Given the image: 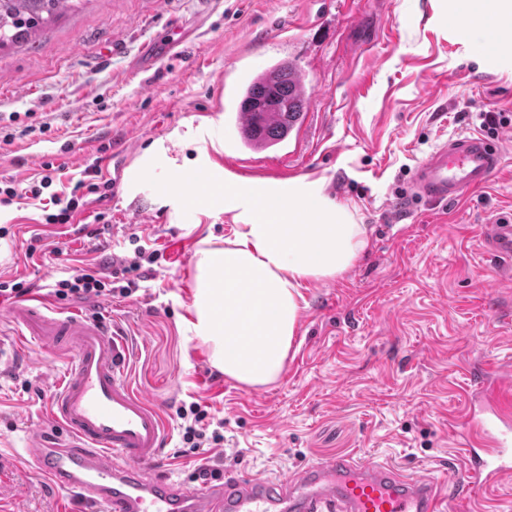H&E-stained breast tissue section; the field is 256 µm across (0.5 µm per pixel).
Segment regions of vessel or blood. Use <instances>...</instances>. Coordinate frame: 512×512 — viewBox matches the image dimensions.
Returning <instances> with one entry per match:
<instances>
[{
	"label": "vessel or blood",
	"mask_w": 512,
	"mask_h": 512,
	"mask_svg": "<svg viewBox=\"0 0 512 512\" xmlns=\"http://www.w3.org/2000/svg\"><path fill=\"white\" fill-rule=\"evenodd\" d=\"M501 167L498 145L478 134L459 136L417 167L413 190L428 202L451 204L486 186ZM481 241L502 275H511L512 218L483 227ZM10 314L20 336L46 357L68 356L45 423L28 435L24 462L94 512H448L436 479L349 456L310 462L285 482L241 472L191 487L171 481L161 467L163 415L125 381L128 354L116 335L83 316L48 310L36 297L14 304ZM462 433L468 492L512 475V380L497 381Z\"/></svg>",
	"instance_id": "obj_1"
}]
</instances>
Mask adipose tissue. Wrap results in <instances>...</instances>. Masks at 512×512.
Instances as JSON below:
<instances>
[{"instance_id":"1","label":"adipose tissue","mask_w":512,"mask_h":512,"mask_svg":"<svg viewBox=\"0 0 512 512\" xmlns=\"http://www.w3.org/2000/svg\"><path fill=\"white\" fill-rule=\"evenodd\" d=\"M481 46L486 25L512 31V0H455ZM208 207L231 212L232 237L201 241L195 253L193 319L225 376L256 387L282 375L295 340L306 282L333 279L367 247L365 225L331 200L322 179L256 183L234 175L206 189Z\"/></svg>"}]
</instances>
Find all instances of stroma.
<instances>
[{
  "label": "stroma",
  "mask_w": 512,
  "mask_h": 512,
  "mask_svg": "<svg viewBox=\"0 0 512 512\" xmlns=\"http://www.w3.org/2000/svg\"><path fill=\"white\" fill-rule=\"evenodd\" d=\"M448 19L444 0H81L36 42L0 53V182H27L46 162L64 181L90 164L108 181L121 149L128 169H147L100 188L68 225L46 223L36 201L0 206V281L46 285L139 244L160 250L137 296L68 309L119 334L128 381L163 411L173 480L219 463L286 480L332 454L430 477L458 470L448 425L469 410L473 372L512 370V278L495 276L480 241L483 224L512 214V137L499 133L500 172L459 203L418 199L412 181L439 143L481 132V113H512V53L477 50ZM162 39L178 46L151 61ZM280 59L311 90L302 125L281 149H240L233 91ZM202 169L323 179L366 226L352 267L304 286L286 370L268 386L225 377L185 330L199 242L230 236L233 221L161 187ZM99 213L108 230L77 239L72 225ZM9 308L0 303V512H80L22 461L67 359L19 346ZM193 401L223 421V447H181L176 411ZM451 494L452 512H512V477L478 503Z\"/></svg>",
  "instance_id": "35a3bbf8"
}]
</instances>
